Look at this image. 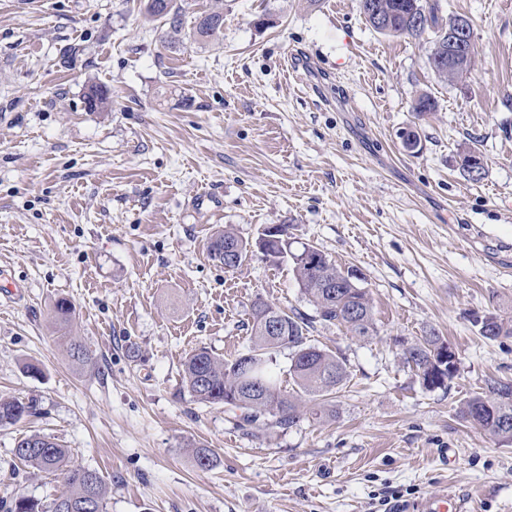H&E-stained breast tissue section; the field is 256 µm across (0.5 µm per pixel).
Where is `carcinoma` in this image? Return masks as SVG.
<instances>
[{
	"label": "carcinoma",
	"mask_w": 512,
	"mask_h": 512,
	"mask_svg": "<svg viewBox=\"0 0 512 512\" xmlns=\"http://www.w3.org/2000/svg\"><path fill=\"white\" fill-rule=\"evenodd\" d=\"M147 12L168 25L170 43L190 41L201 47L218 37L224 30V9L212 8L201 13L190 31H183L180 7L175 0H148ZM365 20L379 33L420 40L427 32L434 34L429 62L440 78L456 79L468 72L472 58L448 57V31L465 20L457 16L449 22L439 17L438 4L423 5V0H359ZM91 111L108 109L107 90L91 84L85 93ZM485 168L484 157L476 147L461 154V169L471 181L470 170ZM240 240L230 226L214 233L210 242V257L224 262V242ZM291 225H276V233L261 243V254L273 264H289L294 278L314 314L297 309H278L279 333L265 327L264 313L271 305L258 299L251 306V346L246 354L224 360L201 348L183 363L182 384L198 401L240 410L236 425L256 429L287 428L303 415L317 418L326 414L329 396L339 391L348 378L345 357L307 343L308 334L317 321L346 329L351 335L367 338L375 332L373 303L369 291L358 285L356 271L342 268L313 245L294 247ZM55 318L65 327L72 322L70 301L59 299L53 306ZM481 336L496 339L512 335V320L498 314L474 318ZM446 345L436 332L430 331L418 342L404 348V363L415 371L427 389L441 388L454 377L441 360ZM288 350L291 363L288 374L292 388L282 386L271 369L273 355ZM68 355L77 363H85L90 353L82 340L72 336ZM35 400L0 398V427L13 426L34 414ZM460 416L497 440L512 443V383L493 381L488 392L465 401ZM14 457L38 472L62 479L63 490L44 510L40 504L19 494L7 506L8 512H105L108 488L100 475L71 464L69 449L54 438L32 433L15 443Z\"/></svg>",
	"instance_id": "carcinoma-1"
}]
</instances>
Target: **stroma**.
I'll return each mask as SVG.
<instances>
[{
	"mask_svg": "<svg viewBox=\"0 0 512 512\" xmlns=\"http://www.w3.org/2000/svg\"><path fill=\"white\" fill-rule=\"evenodd\" d=\"M438 3L473 29L457 81L435 76L429 39L376 32L358 0H224L204 48L169 47L145 0H0V397L37 404L0 428V501L61 491L13 455L41 433L103 478L106 512H381L445 490L512 512V443L459 415L489 380L512 383V336L472 322L512 316V0ZM92 81L110 110L86 107ZM272 224L356 270L376 331L316 325L309 343L349 370L333 415L248 433L184 389L182 363L246 352L254 300L311 312L288 265L256 252L228 272L209 255L215 228L250 240ZM61 298L90 363L54 325ZM432 330L459 363L429 390L400 353ZM474 325L478 327V332L481 336L488 339H496L500 336L512 335V320L510 318H503L498 314H487L483 316H476L474 318Z\"/></svg>",
	"mask_w": 512,
	"mask_h": 512,
	"instance_id": "1",
	"label": "stroma"
}]
</instances>
